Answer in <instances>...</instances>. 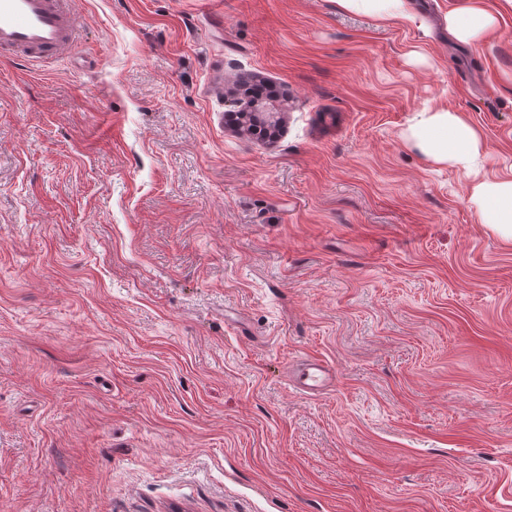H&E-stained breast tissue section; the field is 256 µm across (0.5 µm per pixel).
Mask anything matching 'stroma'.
<instances>
[{"mask_svg":"<svg viewBox=\"0 0 512 512\" xmlns=\"http://www.w3.org/2000/svg\"><path fill=\"white\" fill-rule=\"evenodd\" d=\"M464 2L78 0L83 65L0 61V512H512V242L403 139L460 112L512 176V11ZM404 0H336L345 10L369 9L380 21L394 18L400 13ZM468 1L465 6L448 13L446 17L448 32L466 43L494 32L499 24V13L483 7L480 0ZM288 376L293 387L308 393L325 391L334 383L332 368L319 359H305L292 365Z\"/></svg>","mask_w":512,"mask_h":512,"instance_id":"obj_1","label":"stroma"}]
</instances>
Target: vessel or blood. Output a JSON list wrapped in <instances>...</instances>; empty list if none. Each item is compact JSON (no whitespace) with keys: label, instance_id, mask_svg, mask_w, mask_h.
<instances>
[{"label":"vessel or blood","instance_id":"vessel-or-blood-1","mask_svg":"<svg viewBox=\"0 0 512 512\" xmlns=\"http://www.w3.org/2000/svg\"><path fill=\"white\" fill-rule=\"evenodd\" d=\"M82 31L76 0H0V58L46 64L72 58ZM289 380L302 392L319 393L334 382L332 368L319 359L292 365Z\"/></svg>","mask_w":512,"mask_h":512}]
</instances>
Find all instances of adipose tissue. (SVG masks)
Returning <instances> with one entry per match:
<instances>
[{
    "instance_id": "ef3b65f1",
    "label": "adipose tissue",
    "mask_w": 512,
    "mask_h": 512,
    "mask_svg": "<svg viewBox=\"0 0 512 512\" xmlns=\"http://www.w3.org/2000/svg\"><path fill=\"white\" fill-rule=\"evenodd\" d=\"M449 33L459 41L472 42L494 32L497 12L468 0L447 16ZM406 142L438 164H452L476 171L485 160L482 140L460 113L445 108L419 112L405 132ZM470 203L481 224L512 241V178L477 179L471 187Z\"/></svg>"
}]
</instances>
